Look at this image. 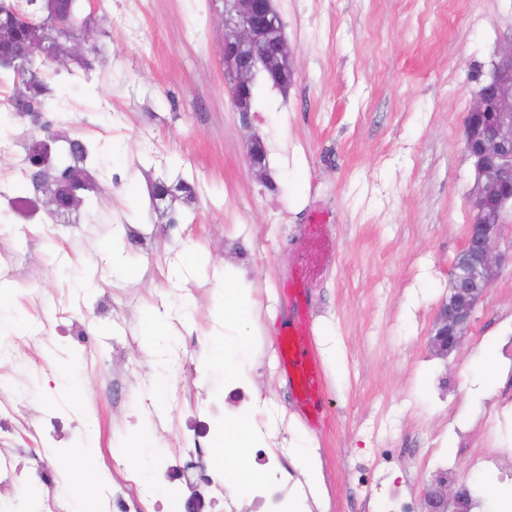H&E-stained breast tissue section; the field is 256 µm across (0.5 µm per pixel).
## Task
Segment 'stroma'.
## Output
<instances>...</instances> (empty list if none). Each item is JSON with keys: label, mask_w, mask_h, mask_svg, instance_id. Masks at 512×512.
<instances>
[{"label": "stroma", "mask_w": 512, "mask_h": 512, "mask_svg": "<svg viewBox=\"0 0 512 512\" xmlns=\"http://www.w3.org/2000/svg\"><path fill=\"white\" fill-rule=\"evenodd\" d=\"M297 75L287 91L257 79L249 120L227 93L221 16L225 0H80L93 39L88 68L43 71L42 118L81 139L97 190L92 203L52 213L13 184L30 171L38 129L10 112L0 84V283L20 323L9 338L25 364L0 363V379L25 386L0 397L10 429L0 449L19 456L27 479L0 483V512H32L61 499L73 451L97 465L86 481L95 512L115 479L152 494L138 512H185L197 455L181 439L173 398L190 405L230 379L220 348L245 346L246 382L225 402L220 441L254 450L239 431L242 405L262 398L287 422L288 474L306 483L305 448L322 487L305 512H381L391 493L419 508L439 475L476 484L497 512L512 496V270L480 297L464 341L440 354L431 339L451 291L450 272L474 219L478 175L463 147V121L512 45V0H273ZM262 141L266 170L249 160ZM185 180L197 199L158 212L155 181ZM325 249L306 284L327 399L311 428L274 357L290 272H302L312 238ZM120 248L127 273L112 271ZM191 263L182 280L170 266ZM250 322L224 325V285ZM193 317L178 326L183 362L167 376L145 339L147 306ZM75 367L84 390L72 402L55 380ZM166 417L168 443L147 445ZM142 447L129 476L123 448ZM488 467L472 470L474 451ZM183 470L159 479V459ZM50 470L54 482L40 480Z\"/></svg>", "instance_id": "1"}]
</instances>
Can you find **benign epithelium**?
I'll return each mask as SVG.
<instances>
[{"label": "benign epithelium", "instance_id": "7a95c632", "mask_svg": "<svg viewBox=\"0 0 512 512\" xmlns=\"http://www.w3.org/2000/svg\"><path fill=\"white\" fill-rule=\"evenodd\" d=\"M226 34L222 45L224 67L230 76L229 93L236 111L248 119L250 100L256 76L265 74L272 84L290 83L297 71L289 60L288 44L283 24L272 0H240L236 11L223 17ZM53 25L60 28V36L52 43L39 34L36 14L25 12L17 0H0V48L10 45L17 32H27L22 49L15 55L0 54V62L18 69L27 63L51 60L62 65L85 61L84 46L90 42L94 29L84 24L71 29L68 16L57 14ZM13 97L30 104L27 114L37 113L31 84L24 78L15 83ZM44 138L33 141L29 155L31 179L36 190L44 195L43 204L50 211H72L84 204L76 185L64 196L56 194L45 177L53 174L58 182L70 179V172L53 161L57 136L42 128ZM464 149L474 160L482 177L494 180L496 194L492 202L502 214L512 205V48L505 51L490 81L464 120ZM502 224H472L469 228L465 251L472 262L464 268H453L451 280L454 294L440 312L432 338L436 350L446 355L459 348L464 340V328L473 318L480 295L489 288L495 273L512 266V253L498 248ZM464 488L436 481L422 503V512H449L459 507Z\"/></svg>", "mask_w": 512, "mask_h": 512}]
</instances>
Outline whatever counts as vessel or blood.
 <instances>
[{
  "mask_svg": "<svg viewBox=\"0 0 512 512\" xmlns=\"http://www.w3.org/2000/svg\"><path fill=\"white\" fill-rule=\"evenodd\" d=\"M281 336L291 342L287 360L282 363L286 380L303 378L304 388L297 395V406L311 425H318L322 406L321 373L317 353L313 346V330L305 311L285 317L280 325Z\"/></svg>",
  "mask_w": 512,
  "mask_h": 512,
  "instance_id": "vessel-or-blood-1",
  "label": "vessel or blood"
}]
</instances>
